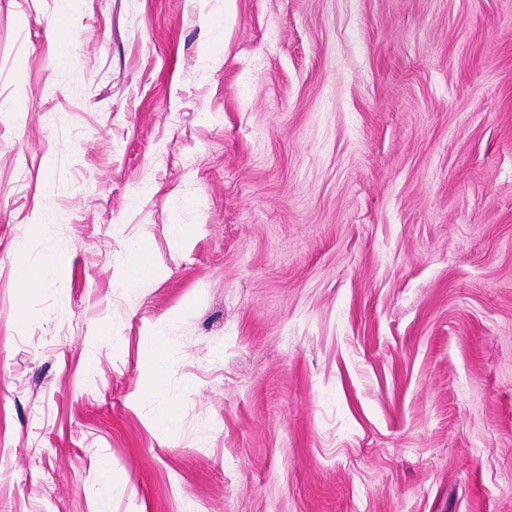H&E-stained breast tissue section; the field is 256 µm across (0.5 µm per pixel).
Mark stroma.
Returning <instances> with one entry per match:
<instances>
[{
    "label": "stroma",
    "instance_id": "obj_1",
    "mask_svg": "<svg viewBox=\"0 0 512 512\" xmlns=\"http://www.w3.org/2000/svg\"><path fill=\"white\" fill-rule=\"evenodd\" d=\"M188 503L512 512V0H0V512ZM57 269V256L52 253L45 254L36 265L26 268L23 278L24 288H39L43 282L55 276ZM144 357L154 371V378L147 394L156 402L153 415L154 424L169 435H175L179 423L175 412V400L168 395L163 377L160 374L167 362L168 339L163 332H159L143 342Z\"/></svg>",
    "mask_w": 512,
    "mask_h": 512
}]
</instances>
